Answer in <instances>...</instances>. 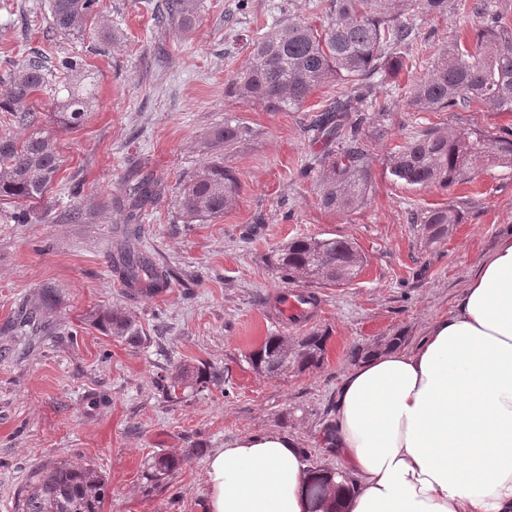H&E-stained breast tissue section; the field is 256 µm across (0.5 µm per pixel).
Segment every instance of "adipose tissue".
Instances as JSON below:
<instances>
[{"instance_id": "ef3b65f1", "label": "adipose tissue", "mask_w": 512, "mask_h": 512, "mask_svg": "<svg viewBox=\"0 0 512 512\" xmlns=\"http://www.w3.org/2000/svg\"><path fill=\"white\" fill-rule=\"evenodd\" d=\"M323 440L342 464L328 512H512V235L410 348L358 359ZM294 439L212 452L208 512H311Z\"/></svg>"}]
</instances>
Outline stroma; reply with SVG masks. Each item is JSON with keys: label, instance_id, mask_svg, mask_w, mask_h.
I'll use <instances>...</instances> for the list:
<instances>
[{"label": "stroma", "instance_id": "stroma-1", "mask_svg": "<svg viewBox=\"0 0 512 512\" xmlns=\"http://www.w3.org/2000/svg\"><path fill=\"white\" fill-rule=\"evenodd\" d=\"M197 2L184 30L157 27L148 0H100L83 34L65 37L51 28L47 0H0V96L35 56L55 84L58 56H80L97 85L84 125L57 130L63 166L32 223H15L12 207L0 205V512H15L35 466L57 461L89 463L104 475L103 512H206L209 454L247 434L289 436L310 449L312 464L335 467L317 436L333 417L352 351L398 335L414 344L431 320L451 312L497 238L512 232V164L483 161L447 190L406 185L386 165L398 145L427 130L512 132V112L405 106L411 81L445 46L472 41L481 18L405 11L418 48L406 70L383 75L375 89L388 112L384 133L365 136L369 198L346 216L317 203L321 146L310 131L336 85L280 112L237 102L225 89L248 63L249 38L273 20L323 23L317 0ZM228 115L251 134L226 151L215 135ZM219 156L239 178L234 205L182 223L181 184ZM145 173L161 196L141 211L140 248L175 277L138 293L120 282L111 256L129 221L124 187ZM75 204L83 210L78 224L66 218ZM443 206L460 209L464 220L427 244L408 214ZM301 236L354 242L367 263L350 284L308 285L316 317L283 326L268 313L284 285L269 257ZM47 287L59 296L35 336L16 315ZM109 309L138 328L140 347L90 326L89 314ZM312 330L328 336L319 367L277 377L252 367L249 354L268 336ZM202 362L223 371V382L178 401L158 388L160 375ZM191 448L195 456L170 486L144 494L150 456Z\"/></svg>", "mask_w": 512, "mask_h": 512}]
</instances>
